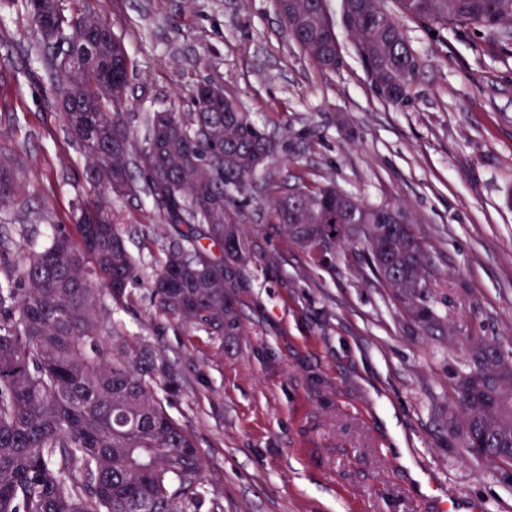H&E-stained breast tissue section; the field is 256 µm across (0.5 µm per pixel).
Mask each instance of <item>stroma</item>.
I'll return each mask as SVG.
<instances>
[{"instance_id": "1", "label": "stroma", "mask_w": 512, "mask_h": 512, "mask_svg": "<svg viewBox=\"0 0 512 512\" xmlns=\"http://www.w3.org/2000/svg\"><path fill=\"white\" fill-rule=\"evenodd\" d=\"M121 36L134 133L147 113L189 111L191 88L223 86L278 144L265 182H327L370 207L400 206L426 246L448 335L408 322L348 242L316 267L272 217L262 183L247 192L252 247L232 271L242 332L220 340L162 311L149 283L176 228L151 200L116 201L138 284L115 317L157 344L186 389L168 411L187 423L203 464L198 512H512V469L492 470L442 424L469 345L512 339V46L489 31L403 27L419 61L401 105L374 90L355 39L328 0L341 62L316 68L273 0H60ZM61 85L25 0H0V152L26 192L0 209L16 258L55 226L74 232L93 197L69 141Z\"/></svg>"}]
</instances>
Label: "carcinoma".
Segmentation results:
<instances>
[{
    "instance_id": "1",
    "label": "carcinoma",
    "mask_w": 512,
    "mask_h": 512,
    "mask_svg": "<svg viewBox=\"0 0 512 512\" xmlns=\"http://www.w3.org/2000/svg\"><path fill=\"white\" fill-rule=\"evenodd\" d=\"M376 2L372 11L362 0L350 4L351 34L367 73L402 85L386 98L393 105L407 101L418 66L400 17L512 41V0H398L397 15ZM26 7L38 31L48 17L57 29L56 38H42L67 99L64 127L102 192L76 205L79 244L59 231L19 266L8 225H0V512H196L204 493L199 451L165 406L185 380L153 344L129 339L112 321L136 280L112 197L144 194L161 223L187 227L167 246L152 282L158 307L209 336H235L241 326L229 272L250 257L239 197L278 145L229 97L209 95V82L191 91V111L149 113L136 140L120 112L128 89L121 39L87 12L72 27L56 0L46 16ZM274 7L314 65L336 69V32L323 26L321 0H274ZM117 63L120 80L108 86L105 73ZM296 190L289 198L278 184L265 186L272 218L315 265L314 243L299 224L319 226V244L333 252L361 240L373 273L387 264L385 288L406 318L445 332L428 255L400 208L366 207L332 183ZM18 194L0 179L1 207ZM89 262L100 288L88 277ZM465 372L477 391L448 412V438L467 455L512 468V341L475 344ZM459 418L469 435L459 433Z\"/></svg>"
}]
</instances>
